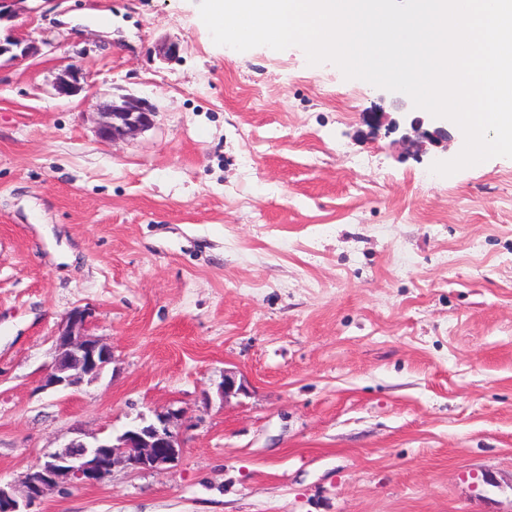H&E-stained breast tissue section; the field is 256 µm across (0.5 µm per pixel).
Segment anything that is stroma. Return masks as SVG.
I'll return each mask as SVG.
<instances>
[{
  "label": "stroma",
  "instance_id": "stroma-1",
  "mask_svg": "<svg viewBox=\"0 0 512 512\" xmlns=\"http://www.w3.org/2000/svg\"><path fill=\"white\" fill-rule=\"evenodd\" d=\"M11 27L39 51L0 61L1 486L172 407L176 466L37 512H512V159L431 173L457 125L402 142L424 110L215 45L199 0H26ZM126 98L154 126L100 140ZM76 307L114 361L39 390ZM85 74L78 62L70 63L56 79L54 88L60 96H73L85 89Z\"/></svg>",
  "mask_w": 512,
  "mask_h": 512
}]
</instances>
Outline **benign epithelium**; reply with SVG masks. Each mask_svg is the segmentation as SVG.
<instances>
[{
    "label": "benign epithelium",
    "instance_id": "7a95c632",
    "mask_svg": "<svg viewBox=\"0 0 512 512\" xmlns=\"http://www.w3.org/2000/svg\"><path fill=\"white\" fill-rule=\"evenodd\" d=\"M26 0H0V23L11 22ZM38 48L10 31L0 37V58L23 60L33 56ZM85 74L78 62L69 64L56 79L54 88L60 96H73L85 89ZM156 112L143 102L127 98L119 105L103 106L97 125L100 139L115 143L154 125ZM423 120L410 121V131L422 133L428 140L439 143L448 139V130L438 126L422 130ZM52 341L55 358L50 371L40 380L39 388L77 390L85 383L100 378L113 363L112 347L91 331L89 312L74 308L59 323ZM220 395L228 399L243 391L235 374L224 371L219 386ZM184 411L168 407L154 411L148 418L140 415L117 436H94L87 440L78 435L68 439L36 470L22 477L23 497L0 486V512H32L47 493L55 488L82 484H99L108 479L113 467L123 463L136 471L159 470L175 466L183 454V443L173 431L174 423L183 420Z\"/></svg>",
    "mask_w": 512,
    "mask_h": 512
}]
</instances>
